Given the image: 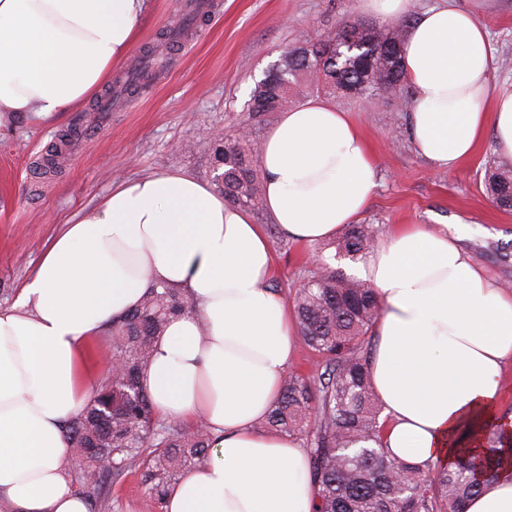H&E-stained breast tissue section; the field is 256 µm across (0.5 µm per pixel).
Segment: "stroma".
<instances>
[{"label": "stroma", "mask_w": 512, "mask_h": 512, "mask_svg": "<svg viewBox=\"0 0 512 512\" xmlns=\"http://www.w3.org/2000/svg\"><path fill=\"white\" fill-rule=\"evenodd\" d=\"M211 2L200 29L188 30L164 51L153 79L107 117H100L91 98L55 122L24 121L0 130L1 307L14 303L62 225L93 208L116 180L167 172L213 182L206 132L217 129L232 139L246 123L254 139H263L277 115L249 112L248 104L265 70L287 47L366 16L364 0ZM455 2L485 25L495 47L492 79L498 89L512 91V0ZM181 19L174 0H148L141 33L113 66V77L134 66L161 31ZM335 105L361 125L376 162L378 187L361 223L378 234L391 224L447 225L475 264L512 289V212L497 208L483 185L484 169L495 157L491 142L460 167L441 170L415 154L406 113L383 103L366 107L339 99ZM65 132L72 138L64 147ZM58 146L68 155L63 172L38 178L33 162ZM249 213L271 243L270 285L286 299L303 283L311 252L334 267L346 266L332 243L311 248L286 239L265 205Z\"/></svg>", "instance_id": "stroma-1"}]
</instances>
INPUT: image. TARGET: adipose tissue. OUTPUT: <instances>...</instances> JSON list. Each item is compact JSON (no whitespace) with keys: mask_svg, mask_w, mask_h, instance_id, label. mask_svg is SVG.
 Returning a JSON list of instances; mask_svg holds the SVG:
<instances>
[{"mask_svg":"<svg viewBox=\"0 0 512 512\" xmlns=\"http://www.w3.org/2000/svg\"><path fill=\"white\" fill-rule=\"evenodd\" d=\"M146 0H0V128L47 123L108 80L145 19ZM494 46L465 9L422 12L407 29L415 153L450 170L484 141L512 159V91L492 80ZM265 204L282 234L313 245L356 221L377 187L360 127L330 101L282 112L260 155ZM262 225L196 178L155 173L115 182L66 224L0 307V500L10 512H90L60 469L64 423L96 389L95 336L155 282L186 292L142 375L158 420H204L213 450L170 490L165 512H312L306 448L257 430L294 363L293 308L271 290ZM356 276L381 312L368 369L383 438L405 461L483 457L493 476L467 512H512V292L432 224H396ZM496 433L488 447V433Z\"/></svg>","mask_w":512,"mask_h":512,"instance_id":"obj_1","label":"adipose tissue"}]
</instances>
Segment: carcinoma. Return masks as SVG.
I'll list each match as a JSON object with an SVG mask.
<instances>
[{
	"instance_id": "cac0c4a2",
	"label": "carcinoma",
	"mask_w": 512,
	"mask_h": 512,
	"mask_svg": "<svg viewBox=\"0 0 512 512\" xmlns=\"http://www.w3.org/2000/svg\"><path fill=\"white\" fill-rule=\"evenodd\" d=\"M400 25L353 22L315 43L284 51L281 69L264 76L252 91L249 111L278 112L303 90L374 105L390 101L400 110L411 99L401 63ZM217 191L230 202L256 206L263 182L255 162L258 145L210 138ZM484 185L493 202L512 211V162L486 166ZM374 242L373 228L351 224L338 249L355 262ZM316 270L297 289L294 307L300 340L324 364L319 384L290 372L280 397L259 429L307 441L316 512H463L480 481L476 458L448 467L415 466L390 455L380 438L382 405L373 392L367 364L370 333L380 315L373 288L311 256ZM190 308L188 296L164 284L152 285L133 311L108 327L112 354L82 411L66 426L71 455L62 470L72 485L105 509L112 484L130 472L158 509L168 490L210 447L207 427H186L155 419L140 384L169 320Z\"/></svg>"
}]
</instances>
